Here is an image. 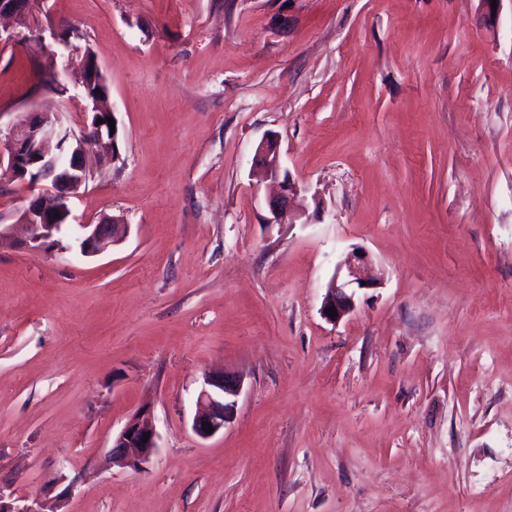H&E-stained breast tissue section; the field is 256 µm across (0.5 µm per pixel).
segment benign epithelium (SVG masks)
<instances>
[{
    "mask_svg": "<svg viewBox=\"0 0 512 512\" xmlns=\"http://www.w3.org/2000/svg\"><path fill=\"white\" fill-rule=\"evenodd\" d=\"M60 42L68 49L62 58L61 70L73 69L75 56L82 51L66 41H61L55 28H40L38 41L46 38ZM88 63L90 78H81L72 86V91L87 102L91 119L79 130L62 125L59 116L52 112L31 110L0 132V171L11 180L29 185L37 191L20 212V221L26 226L28 236L25 245L30 250H41L53 243L55 234L61 232L71 211L70 198L76 196L92 178L93 172L86 165V155L92 151L101 163H108L113 149L118 147V133H110L106 117L112 110H103L90 90L95 83L102 82V72L97 60L84 59ZM104 123H98V119ZM257 162L264 176L279 182L280 195L269 201L272 218L269 223H281L290 202L298 189L288 173L282 171L277 143L268 140L257 149ZM128 234V225L118 224L109 216L100 218L96 224H80L73 238L77 252L84 257L102 253L109 246L120 244ZM372 288L376 282L371 275L368 256L362 251L353 252L332 277L324 297L321 314L336 323L354 310L355 290ZM337 316H331V308ZM240 393V381L225 372L209 374L205 388L197 397V412L193 420V431L201 438H208V427L214 432L224 429L232 418L236 398ZM148 441H143V438ZM157 448V434L152 424L150 411L138 410L112 441L109 458L112 464L122 467H137L146 462ZM0 512H59V501L35 500L32 504L18 507L4 501L0 496Z\"/></svg>",
    "mask_w": 512,
    "mask_h": 512,
    "instance_id": "obj_1",
    "label": "benign epithelium"
}]
</instances>
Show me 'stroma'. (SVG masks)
Returning <instances> with one entry per match:
<instances>
[{
    "label": "stroma",
    "instance_id": "obj_1",
    "mask_svg": "<svg viewBox=\"0 0 512 512\" xmlns=\"http://www.w3.org/2000/svg\"><path fill=\"white\" fill-rule=\"evenodd\" d=\"M111 91L120 159L70 207L94 257L21 242L0 180V496L61 512H512V0H46ZM58 44L0 42V124ZM298 186L269 223L256 152ZM366 251L377 287L321 305ZM236 412L192 429L210 371ZM149 406L157 447L111 464ZM77 227L73 245L69 248L84 257L96 256L110 245L120 244L129 232L128 225L116 224L109 216H103L97 224H77Z\"/></svg>",
    "mask_w": 512,
    "mask_h": 512
}]
</instances>
